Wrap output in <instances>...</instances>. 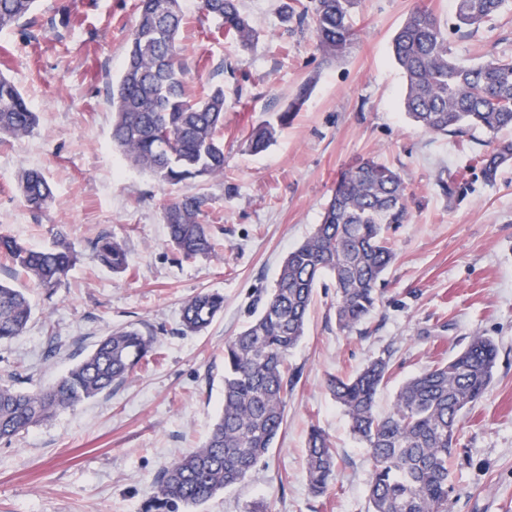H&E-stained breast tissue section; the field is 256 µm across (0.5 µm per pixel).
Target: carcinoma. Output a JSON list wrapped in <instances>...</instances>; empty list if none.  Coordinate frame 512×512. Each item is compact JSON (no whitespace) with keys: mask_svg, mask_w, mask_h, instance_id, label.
I'll return each mask as SVG.
<instances>
[{"mask_svg":"<svg viewBox=\"0 0 512 512\" xmlns=\"http://www.w3.org/2000/svg\"><path fill=\"white\" fill-rule=\"evenodd\" d=\"M37 0H0V29L30 16ZM507 0H454L459 27L476 29L497 15ZM356 0H292L286 19H312L319 49L343 58L357 38L350 23ZM224 36L247 48L256 37L240 0H202ZM180 0H139V22L131 34L124 69L112 86V142L131 165L162 182H205L224 173V87L190 98L182 81L178 34ZM392 54L405 77L402 106L425 132L450 135L466 129L488 134L512 128V57L464 65L448 53V37L435 15L413 8L392 39ZM301 86L288 108L253 128L252 151L266 150L277 128L288 125L307 98ZM38 126L15 83L0 74V136L23 137ZM487 183L512 162V141L497 142L476 155ZM20 191L30 208L53 199L44 176L23 172ZM411 196L401 175L365 158L336 182L321 223L284 259L274 288L254 301L253 319L224 345V404L204 445L182 455L155 479L143 512H189L245 481L282 431L286 397L298 379L288 355L305 335L315 288L330 276L336 288V326L356 329L375 309L378 285L395 259L387 230L410 222ZM207 197L184 194L170 199L163 220L170 244L185 259L212 250L205 218ZM89 256L113 273L128 268L124 246L103 234L89 242ZM24 271L35 286L53 293L81 253L59 242L35 248L0 234V255ZM224 296L200 292L184 302L181 325L190 333L207 329L223 311ZM32 307L18 288L0 283V341L24 334ZM155 337L136 327L111 330L71 368L56 388L21 391L0 386V440L36 425L56 412L129 380L154 350ZM497 346L475 334L447 361L407 380L392 410L376 414L375 400L388 381L391 358L369 361L351 375H330L327 388L348 418L352 433L370 459L368 512H448V460L456 450L465 413L489 390ZM336 453L318 427L307 440L309 488L322 495L334 478Z\"/></svg>","mask_w":512,"mask_h":512,"instance_id":"1","label":"carcinoma"}]
</instances>
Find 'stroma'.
<instances>
[{
	"instance_id": "1",
	"label": "stroma",
	"mask_w": 512,
	"mask_h": 512,
	"mask_svg": "<svg viewBox=\"0 0 512 512\" xmlns=\"http://www.w3.org/2000/svg\"><path fill=\"white\" fill-rule=\"evenodd\" d=\"M139 0H38L31 19L0 30V72L39 115L37 131L0 139V234L44 248L84 250L108 234L129 268L115 274L82 259L53 296L0 256V282L23 289L27 331L0 343V384L54 386L116 327L153 331L156 347L133 377L11 440H0V512H142L157 475L201 447L224 400V344L250 319L258 292L273 288L288 253L319 223L337 179L372 157L399 171L416 204L390 230L396 259L380 301L360 329L338 330L330 279L316 288L304 336L288 360L299 372L273 448L245 482L193 512H367L369 460L325 385L390 356L392 376L376 398L387 413L409 378L450 359L470 336L494 339V381L465 415L451 465L448 512H512V164L485 182L472 158L488 134L432 135L402 108L403 75L392 37L414 6L435 14L463 64L512 56V7L478 29L457 26L453 0H358L359 36L330 59L311 29L285 21L284 0H241L261 37L250 52L215 37L201 0H182L178 45L194 93H226L224 174L170 185L131 167L112 144L110 92L138 24ZM312 92L265 151L253 126L285 108L302 84ZM36 170L54 201L32 211L18 187ZM467 190L451 198L441 179ZM199 193L209 199L214 255L185 260L168 242L163 206ZM221 293L224 310L203 332L181 331V309L199 291ZM326 432L337 468L328 493L306 478L310 426Z\"/></svg>"
}]
</instances>
